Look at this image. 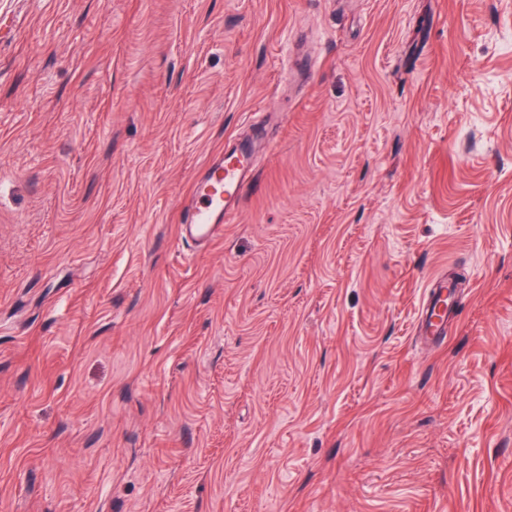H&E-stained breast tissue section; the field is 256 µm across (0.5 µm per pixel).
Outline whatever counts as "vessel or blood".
Segmentation results:
<instances>
[{
  "instance_id": "vessel-or-blood-1",
  "label": "vessel or blood",
  "mask_w": 512,
  "mask_h": 512,
  "mask_svg": "<svg viewBox=\"0 0 512 512\" xmlns=\"http://www.w3.org/2000/svg\"><path fill=\"white\" fill-rule=\"evenodd\" d=\"M257 167L254 149L238 146L228 155L214 158L193 182L181 226L182 238L206 242L234 215L246 198ZM448 282L437 281L423 309L418 334L427 343L444 341L447 333Z\"/></svg>"
}]
</instances>
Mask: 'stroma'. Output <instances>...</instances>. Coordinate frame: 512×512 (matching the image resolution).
Here are the masks:
<instances>
[{
	"label": "stroma",
	"mask_w": 512,
	"mask_h": 512,
	"mask_svg": "<svg viewBox=\"0 0 512 512\" xmlns=\"http://www.w3.org/2000/svg\"><path fill=\"white\" fill-rule=\"evenodd\" d=\"M0 25V512H512V0ZM263 139L193 250L196 175ZM448 310V280L436 282L426 300L418 334L429 344L441 343L446 338L448 317L453 315Z\"/></svg>",
	"instance_id": "obj_1"
}]
</instances>
